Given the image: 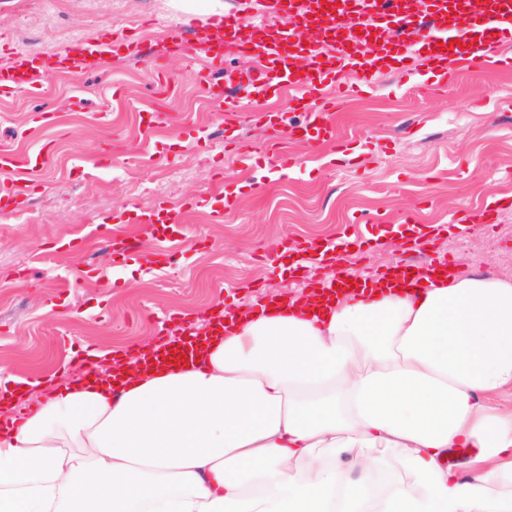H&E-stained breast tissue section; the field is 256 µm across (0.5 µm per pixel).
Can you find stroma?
<instances>
[{
  "label": "stroma",
  "mask_w": 512,
  "mask_h": 512,
  "mask_svg": "<svg viewBox=\"0 0 512 512\" xmlns=\"http://www.w3.org/2000/svg\"><path fill=\"white\" fill-rule=\"evenodd\" d=\"M257 10V0H0L2 58L15 49L47 56L118 30L146 47L138 62L115 58L58 76L38 94L0 92V145H53L42 169L21 175L32 187L27 208L0 214V366L19 377L63 368L74 379L78 370L60 363L67 353L143 346L159 329L179 330L169 313L248 306L322 281L320 267L294 276L264 258L280 239L355 237L364 248L346 263L352 273L390 267L402 249L392 227L408 217L438 227L433 258L465 274L512 279V71L475 68L446 91L424 94L394 63L378 87L352 94L334 113L345 152L290 142L302 164L284 175L266 158V115L279 110L300 121L287 98L232 114L206 106L182 56L164 58L168 93L154 72L168 24L225 12L248 20ZM159 103L171 119L145 135L139 114ZM39 112L55 113V124L39 125ZM237 143L253 147L251 166L237 161ZM219 187L235 205L216 224ZM495 196L511 207L494 227H455V215ZM158 200L180 208L178 235L127 224L112 241L101 238L102 217ZM365 214L375 223H361ZM117 240L138 261L114 260Z\"/></svg>",
  "instance_id": "obj_1"
}]
</instances>
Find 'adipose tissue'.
<instances>
[{"mask_svg": "<svg viewBox=\"0 0 512 512\" xmlns=\"http://www.w3.org/2000/svg\"><path fill=\"white\" fill-rule=\"evenodd\" d=\"M0 428V512H512V279L237 311Z\"/></svg>", "mask_w": 512, "mask_h": 512, "instance_id": "1", "label": "adipose tissue"}]
</instances>
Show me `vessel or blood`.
<instances>
[{
  "label": "vessel or blood",
  "mask_w": 512,
  "mask_h": 512,
  "mask_svg": "<svg viewBox=\"0 0 512 512\" xmlns=\"http://www.w3.org/2000/svg\"><path fill=\"white\" fill-rule=\"evenodd\" d=\"M288 16L292 21L319 26L330 32V43L305 48L308 68L295 65L299 45L277 28H265L264 39L254 37L255 25L243 24L231 14L205 21L179 23L166 28L164 39L171 50L180 53L213 107L227 112L239 109L240 102H259L287 95L289 102L305 114L300 124H288L282 113L268 114L271 160L288 173L298 166L297 158L282 146V139L296 138L317 148L335 141L332 114L336 98L326 93L327 83L338 92H354L356 86L374 88L383 72L379 59L367 52L350 51L352 41L370 37L376 30L394 32L391 51L402 56L417 49V63L424 71L439 73L443 84H453L458 75L471 67L512 69V54L505 47L512 43V0H430L426 10H412L409 0H361L353 16H346L339 0H268L265 19ZM141 43L116 36L107 40L87 39L68 46L58 63L25 59L0 66V87L41 92L58 71H88L121 56L139 60ZM246 55L256 61L248 72H225L224 60ZM246 98H239V91ZM50 150L41 146L29 153L0 148V212H18L30 193L28 185L15 179L21 168L44 164ZM179 216L164 202L148 207L133 205L105 218L104 235H111L113 224H152L175 228ZM446 262L414 264L402 259L392 267L391 286L413 285L422 273L445 270Z\"/></svg>",
  "instance_id": "1"
}]
</instances>
